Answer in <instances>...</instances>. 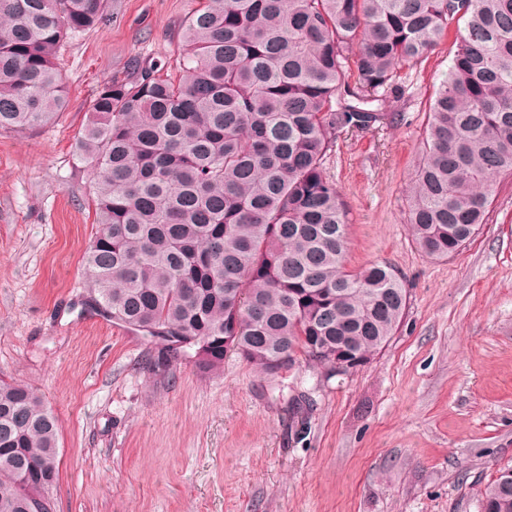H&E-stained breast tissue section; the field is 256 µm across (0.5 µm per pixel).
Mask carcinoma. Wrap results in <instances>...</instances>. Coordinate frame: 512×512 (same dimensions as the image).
<instances>
[{
  "instance_id": "carcinoma-1",
  "label": "carcinoma",
  "mask_w": 512,
  "mask_h": 512,
  "mask_svg": "<svg viewBox=\"0 0 512 512\" xmlns=\"http://www.w3.org/2000/svg\"><path fill=\"white\" fill-rule=\"evenodd\" d=\"M108 0H0V131L30 133L66 106L56 67L71 34ZM457 49L429 104L408 193L416 246L446 259L476 234L493 184L512 175V0H203L181 32L182 76L153 64L104 82L77 138L98 228L84 254L90 302L149 341L176 338L203 373L232 350L273 376L302 356L367 364L398 329L407 291L394 271L345 267L348 218L324 159L338 128L387 119L400 67ZM282 361L281 367L273 365ZM53 412L0 378V512H52ZM482 512H512L497 476Z\"/></svg>"
}]
</instances>
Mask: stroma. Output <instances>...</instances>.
<instances>
[{"instance_id": "35a3bbf8", "label": "stroma", "mask_w": 512, "mask_h": 512, "mask_svg": "<svg viewBox=\"0 0 512 512\" xmlns=\"http://www.w3.org/2000/svg\"><path fill=\"white\" fill-rule=\"evenodd\" d=\"M202 0H111L57 65L68 104L32 134L0 132V377L33 385L59 425L54 512H478L512 466V176L472 241L435 260L412 242L407 187L426 112L456 51L403 68L388 118L340 128L324 172L348 210L347 267L391 266L404 318L367 364L278 376L227 352L163 379L140 334L84 311L91 170L76 140L98 87L163 63Z\"/></svg>"}]
</instances>
